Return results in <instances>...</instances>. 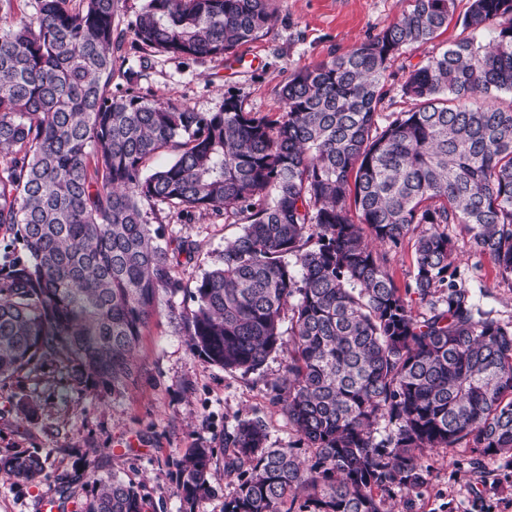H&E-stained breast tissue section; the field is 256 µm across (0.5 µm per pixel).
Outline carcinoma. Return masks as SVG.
Here are the masks:
<instances>
[{
    "instance_id": "obj_1",
    "label": "carcinoma",
    "mask_w": 512,
    "mask_h": 512,
    "mask_svg": "<svg viewBox=\"0 0 512 512\" xmlns=\"http://www.w3.org/2000/svg\"><path fill=\"white\" fill-rule=\"evenodd\" d=\"M17 2L0 0V380L61 356L77 384L119 394L159 292L184 288L182 330L211 363L248 373L286 354L274 400L308 453L239 422L224 433L239 478L224 512H386L384 493L426 482L428 449L512 453V318L475 301L448 236L459 226L512 279V104L487 101L512 94V0H471L472 36L410 72L414 107L382 127L386 72L448 26L455 0H413L349 53L289 75L265 114L112 86L116 0H37L6 27ZM272 2L142 0L131 46L230 59L272 28ZM165 209L243 233L192 285L160 243ZM365 226L382 243L413 235L404 287ZM215 455H183L188 512L215 494ZM45 463L14 451L0 472L34 482ZM93 484L81 512H145L122 478Z\"/></svg>"
}]
</instances>
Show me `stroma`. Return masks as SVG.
<instances>
[{
    "mask_svg": "<svg viewBox=\"0 0 512 512\" xmlns=\"http://www.w3.org/2000/svg\"><path fill=\"white\" fill-rule=\"evenodd\" d=\"M412 0H274L276 21L263 37L241 45L233 61L196 62L153 56L149 68L130 49L116 63V82L132 80L142 91L185 104L199 112L222 109L226 97L250 112H271L288 76L332 55H344L393 22ZM469 0H456L447 29L428 43L407 46L386 73L380 115L411 108L402 94L411 70L439 47L468 37L462 19ZM240 225L203 217L189 224L166 225L164 241L177 251L181 240L200 250L181 269L187 280L200 278ZM461 265L474 267L470 282L477 301L501 317L512 316V280L502 279L494 261L473 255L458 227L448 229ZM397 286L414 273L413 237L398 245L376 244ZM184 290L160 291L149 326L134 352L140 373L119 394L92 391L71 381L66 362L50 359L32 373L0 382V454L28 450L46 459L39 482L0 476V512H45L61 479L71 496L58 512H79L99 476L118 475L143 497L147 512H182L176 493L179 460L186 448L203 442L219 449L224 433L238 421L261 420L273 448L298 447V436L273 399L272 384L283 373V357L271 355L252 373L231 371L194 351L179 315L193 309ZM33 401L34 420L22 419L17 406ZM427 483L410 493L392 490L393 512H512V458L476 460L467 448L429 452Z\"/></svg>",
    "mask_w": 512,
    "mask_h": 512,
    "instance_id": "1",
    "label": "stroma"
}]
</instances>
